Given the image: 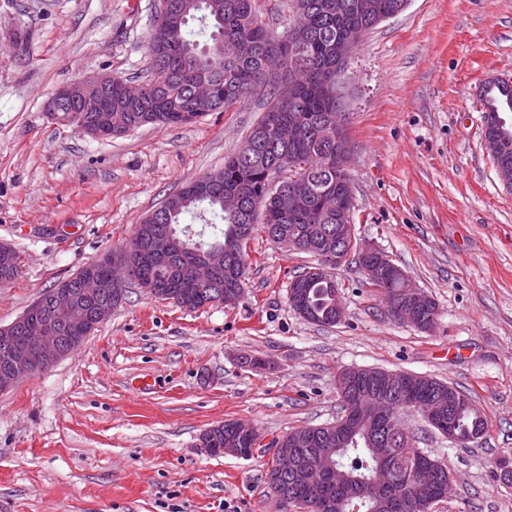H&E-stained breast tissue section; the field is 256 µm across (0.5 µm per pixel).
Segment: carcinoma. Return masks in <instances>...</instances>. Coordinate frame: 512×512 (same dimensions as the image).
Wrapping results in <instances>:
<instances>
[{"label": "carcinoma", "instance_id": "1", "mask_svg": "<svg viewBox=\"0 0 512 512\" xmlns=\"http://www.w3.org/2000/svg\"><path fill=\"white\" fill-rule=\"evenodd\" d=\"M342 2L347 6L341 19L328 4ZM304 3L306 12L297 16V25L307 28L308 41L296 51L288 41V32L271 43L267 39V25L259 17L256 0H170L169 18L153 22L148 54L151 70L158 79L145 81L144 95L129 99L123 87H112V132L124 134L145 124H181L184 112H228L243 97L266 93L274 99L278 88L274 78L267 74L270 59L297 58L296 67L306 75V84L293 104L280 100L256 122L249 132L253 136L263 127L267 114L275 113V120L286 122L293 113L303 114L309 123V134L301 140L283 144L270 142L251 161H240L232 154L224 161V168L208 175L210 193L190 200L176 209L166 204L153 210L138 225L136 231L145 239L159 236L177 237L191 248L201 244L205 249L219 246L230 254L233 263L246 260L248 239H240L232 229L242 226L261 228L272 224L278 228L274 242L301 253L305 249L299 240L310 231L336 235V213L324 209L323 197L351 193L348 175L336 170L335 148L327 139L329 127L336 123V113L342 111L323 85L326 69L331 64V45L341 38L362 37L397 11L402 0H292V6ZM198 22V29L190 23ZM205 82L212 88L211 100L202 105L194 97L196 86ZM488 111L485 127L499 125L507 140L508 165L512 167V127L501 123L500 108L512 110V86L488 84L484 88ZM277 159L283 169L276 182H271L267 163ZM299 178L308 187L303 204L290 212L279 202L283 186ZM237 191L243 196L244 206L237 215L224 213V193ZM202 221V228L190 233L189 225H181L185 216ZM190 258L189 252L174 249L167 263H145L129 269V282L142 288L156 282L174 284L177 268ZM21 273L19 257L12 253L0 257V285L16 280ZM371 285L386 295L403 294L410 281L387 276ZM230 286L226 268H221L211 283L194 292L184 293L169 289L167 299L188 309L224 298ZM336 281L333 278L316 280L305 289L297 313L309 323L333 325L336 308ZM404 390L412 399L423 401L444 392L450 395L449 414L455 432L461 440L484 432L486 419L472 400L457 388L437 379L416 373L400 371ZM234 422L225 421L206 430L202 447H226L233 436ZM328 427L298 428L280 440L285 448L292 447V439L300 434L317 436L316 447L333 448L335 468L323 476L322 502L316 512H405L401 505L400 483L410 474L411 467H433L440 460L431 453L414 447L413 436L404 428H396L387 421L351 420L340 435L327 439L323 433ZM270 491L280 501L306 510L309 494L304 482L291 475H283L268 482Z\"/></svg>", "mask_w": 512, "mask_h": 512}]
</instances>
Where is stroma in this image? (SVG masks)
<instances>
[{
	"mask_svg": "<svg viewBox=\"0 0 512 512\" xmlns=\"http://www.w3.org/2000/svg\"><path fill=\"white\" fill-rule=\"evenodd\" d=\"M160 0H0V242L22 273L0 286V326L84 265L128 246L170 194L223 168L265 108L252 94L192 124L90 138L53 121L64 84L142 82ZM512 81V0H408L342 74L357 239L437 304L426 332L395 321L355 260L332 274V327L288 304L311 255L255 232L234 305L197 309L129 285L72 353L0 392V512H296L270 493L273 444L335 422L346 368L407 371L468 393L484 434L461 448L402 419L448 466L435 512H512V191L484 142L482 90ZM261 367H253V360ZM254 425L252 456L200 437ZM234 424V421H225L206 430L201 439L202 447L207 448L208 452H210V448H222V455H242L245 457L251 455L253 448H250V445L247 443L239 442L234 448H226L225 442L228 437L236 439L232 429ZM240 448L242 449V454L240 453Z\"/></svg>",
	"mask_w": 512,
	"mask_h": 512,
	"instance_id": "35a3bbf8",
	"label": "stroma"
}]
</instances>
